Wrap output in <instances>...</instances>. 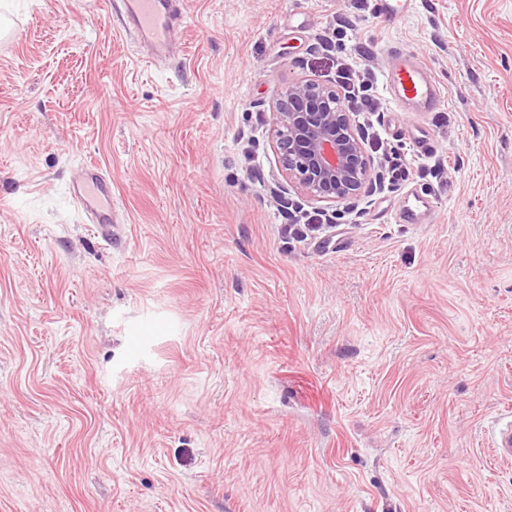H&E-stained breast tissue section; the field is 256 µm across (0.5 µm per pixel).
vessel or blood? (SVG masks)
Instances as JSON below:
<instances>
[{
  "instance_id": "1",
  "label": "vessel or blood",
  "mask_w": 512,
  "mask_h": 512,
  "mask_svg": "<svg viewBox=\"0 0 512 512\" xmlns=\"http://www.w3.org/2000/svg\"><path fill=\"white\" fill-rule=\"evenodd\" d=\"M117 14L126 34L150 47L157 58L174 56L177 46L174 33L187 18L186 0H117ZM413 0H372V11L383 23L390 24L403 18L411 9ZM388 90L405 112L438 111L443 90L431 69L416 55L397 52L388 71ZM70 194L85 213L94 231L105 242H112L121 234L112 205V180L98 166L86 164L78 168L72 178ZM429 210L427 193L412 189L399 209L396 221L412 224Z\"/></svg>"
}]
</instances>
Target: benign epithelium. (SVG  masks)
I'll return each mask as SVG.
<instances>
[{
	"label": "benign epithelium",
	"instance_id": "benign-epithelium-1",
	"mask_svg": "<svg viewBox=\"0 0 512 512\" xmlns=\"http://www.w3.org/2000/svg\"><path fill=\"white\" fill-rule=\"evenodd\" d=\"M273 136L284 169L306 197L349 202L368 197L380 175L355 124V112L336 90L294 82L273 108Z\"/></svg>",
	"mask_w": 512,
	"mask_h": 512
}]
</instances>
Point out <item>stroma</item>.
<instances>
[{
	"mask_svg": "<svg viewBox=\"0 0 512 512\" xmlns=\"http://www.w3.org/2000/svg\"><path fill=\"white\" fill-rule=\"evenodd\" d=\"M113 0H0V512H512V0H189L184 52L154 67ZM377 78L406 187L342 203L286 191L271 138L322 54ZM444 87L398 111L395 49ZM425 128L435 149L419 154ZM100 166L125 235L69 192ZM338 215L304 242L288 204ZM372 11L385 24L403 18L412 8L413 0H372ZM429 211L427 193L417 188L408 192L405 204L396 214L395 222L398 224H414Z\"/></svg>",
	"mask_w": 512,
	"mask_h": 512,
	"instance_id": "obj_1",
	"label": "stroma"
}]
</instances>
